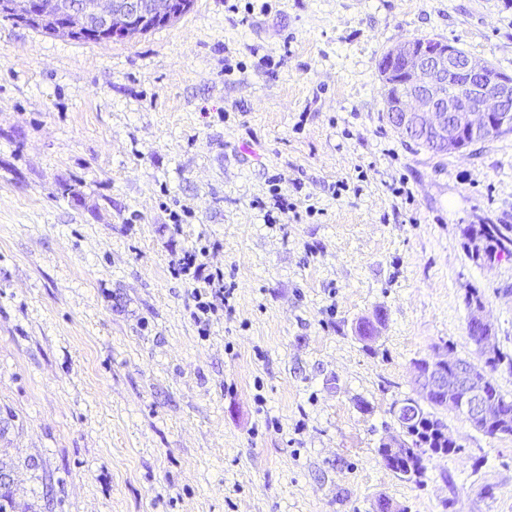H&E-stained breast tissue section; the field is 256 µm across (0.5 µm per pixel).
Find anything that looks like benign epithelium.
Wrapping results in <instances>:
<instances>
[{"mask_svg":"<svg viewBox=\"0 0 512 512\" xmlns=\"http://www.w3.org/2000/svg\"><path fill=\"white\" fill-rule=\"evenodd\" d=\"M191 5L192 0H89L82 5L46 0L35 11L28 0H0V10L35 25L50 15L61 20L74 38L93 29L109 39L134 36L150 28L153 21L169 23ZM392 56L402 62L403 84L408 87L389 99L390 117L400 130L446 145L480 137L496 124L512 125V76L488 83L484 60L462 55L444 42L418 45L408 41L395 48ZM453 75L465 78L466 95L446 91ZM484 383L470 365L450 363L441 355L417 374L418 397L395 405L393 413L405 428L418 416L422 404L443 397L470 422L490 424L498 419V412L486 398Z\"/></svg>","mask_w":512,"mask_h":512,"instance_id":"1","label":"benign epithelium"}]
</instances>
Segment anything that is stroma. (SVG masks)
<instances>
[{
    "label": "stroma",
    "instance_id": "obj_1",
    "mask_svg": "<svg viewBox=\"0 0 512 512\" xmlns=\"http://www.w3.org/2000/svg\"><path fill=\"white\" fill-rule=\"evenodd\" d=\"M417 38L512 76V0H194L102 43L0 18L7 512H512V436L453 410L423 484L378 455L414 360L477 362L466 288L512 353V257L461 234L512 224V131L400 134L378 64ZM202 239L235 287L204 338L169 273ZM468 257L492 265L505 256V244L512 246L511 224H466L461 229Z\"/></svg>",
    "mask_w": 512,
    "mask_h": 512
}]
</instances>
